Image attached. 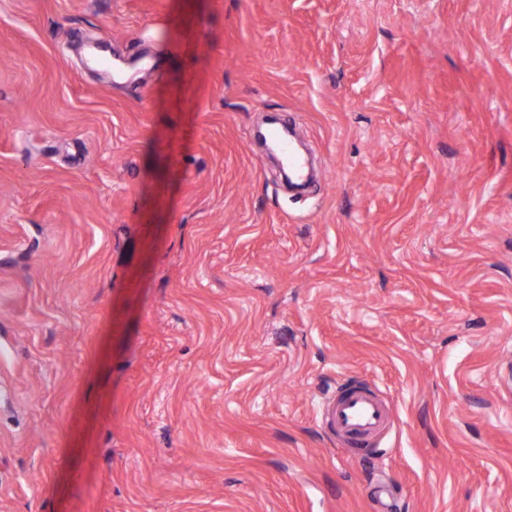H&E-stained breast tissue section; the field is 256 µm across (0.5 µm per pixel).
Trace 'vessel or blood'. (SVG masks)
<instances>
[{"instance_id":"obj_1","label":"vessel or blood","mask_w":512,"mask_h":512,"mask_svg":"<svg viewBox=\"0 0 512 512\" xmlns=\"http://www.w3.org/2000/svg\"><path fill=\"white\" fill-rule=\"evenodd\" d=\"M323 423L339 442L374 445L391 427L382 395L368 387H352L321 401Z\"/></svg>"}]
</instances>
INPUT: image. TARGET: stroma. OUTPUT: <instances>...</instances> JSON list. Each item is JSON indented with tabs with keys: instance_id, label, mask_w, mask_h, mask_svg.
Listing matches in <instances>:
<instances>
[{
	"instance_id": "1",
	"label": "stroma",
	"mask_w": 512,
	"mask_h": 512,
	"mask_svg": "<svg viewBox=\"0 0 512 512\" xmlns=\"http://www.w3.org/2000/svg\"><path fill=\"white\" fill-rule=\"evenodd\" d=\"M379 486L512 512V0H0V512ZM319 406L323 424L340 443L366 448L392 427L384 398L370 387H351Z\"/></svg>"
}]
</instances>
